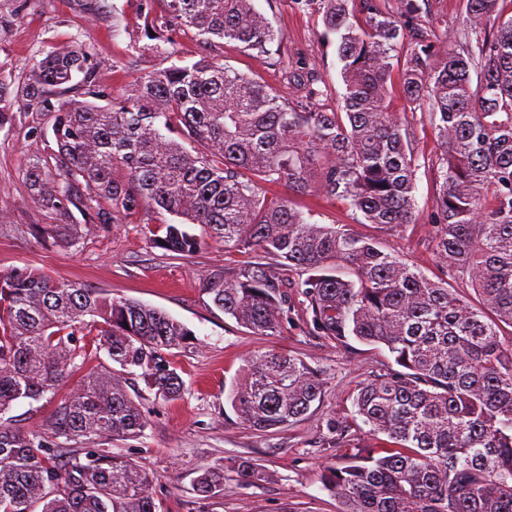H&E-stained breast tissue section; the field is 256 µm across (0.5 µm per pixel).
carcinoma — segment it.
<instances>
[{"label":"carcinoma","mask_w":512,"mask_h":512,"mask_svg":"<svg viewBox=\"0 0 512 512\" xmlns=\"http://www.w3.org/2000/svg\"><path fill=\"white\" fill-rule=\"evenodd\" d=\"M143 2L155 40L174 25L282 64L272 49L281 35L253 0H169L162 21L154 0ZM499 2L466 0V29L448 47L430 38L417 0L390 11L379 0H293L336 36L344 93L334 112L318 107L313 87L292 106L257 74L207 58L175 62L159 45L169 65L105 105L81 47L48 51L16 90L53 114L51 135L35 133L27 169L33 199L58 216L44 229L52 242L73 245L84 226L163 210L176 218L159 244L168 252L215 244L257 253L231 278L206 281L213 304L239 326L275 336L297 304L315 335L386 350L352 405L390 448L353 444L321 471L343 512H512V339L502 338L512 328V17ZM395 75L442 147L433 242L443 276L435 280L376 238L311 223L288 197L266 191L319 192L344 201L356 223L386 231L412 223L414 153L388 102ZM73 207L84 224L70 223ZM293 271L307 276L282 280ZM188 335L139 301L33 268L1 272L0 416L55 392L101 351L118 368L82 375L57 411V434L83 440L80 452L0 422V512H160L154 476L94 443L144 435L127 377L165 399L181 395L166 355L189 345ZM324 388L305 360L265 352L231 383L227 401L241 424L266 433L305 416ZM330 427L336 448L350 441L346 419ZM226 470L247 483L265 478L252 461L230 458L202 469L196 490L221 496Z\"/></svg>","instance_id":"obj_1"}]
</instances>
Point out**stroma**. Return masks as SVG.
I'll return each mask as SVG.
<instances>
[{"label":"stroma","mask_w":512,"mask_h":512,"mask_svg":"<svg viewBox=\"0 0 512 512\" xmlns=\"http://www.w3.org/2000/svg\"><path fill=\"white\" fill-rule=\"evenodd\" d=\"M254 6L280 33L283 58L316 70L320 107L331 111L340 106L344 87L336 41L325 36L320 17L294 8L290 0H254ZM421 8L436 38L453 42L463 25L465 0H422ZM167 38L169 49L184 61L210 57L245 74L259 73L267 86L292 102L305 93L303 86L289 81L287 69L264 65L221 40L207 41L180 27L170 29ZM73 42L91 53L109 97L159 64L153 40L144 34L141 0H0V92L12 97L16 115L0 128V272L31 267L115 298L135 299L165 311L193 334L190 345L170 355L184 384L181 397L168 401L138 384L133 398L148 422L144 435L103 438L99 447L124 453L154 474L151 492L162 512H342V504L320 482L322 467L336 460L328 425L350 413L357 385L369 378L383 352L320 338L298 318L283 324L275 336L246 332L213 306L205 285L207 279L226 278L254 262V254L208 246L189 257L164 251L153 238L163 235L172 217L161 210L151 212L146 225L133 216L105 232L90 229L71 247L40 238L38 227L54 223L56 215L34 203L26 159L35 146L33 130L46 127L47 119L14 91L33 62ZM390 105L407 125L414 147L415 220L394 232L354 226L432 277L439 273L432 237L441 148L427 115L413 110L401 89H393ZM292 200L310 222L353 224L340 201L315 194H296ZM268 351L298 356L323 371L326 390L303 419L261 433L239 422L224 387L242 375L250 357ZM77 384V378L67 379L53 398L17 402L9 415L18 426L54 440L56 411ZM227 458L252 460L268 476L245 484L229 471L222 497L194 491L198 472Z\"/></svg>","instance_id":"obj_1"}]
</instances>
